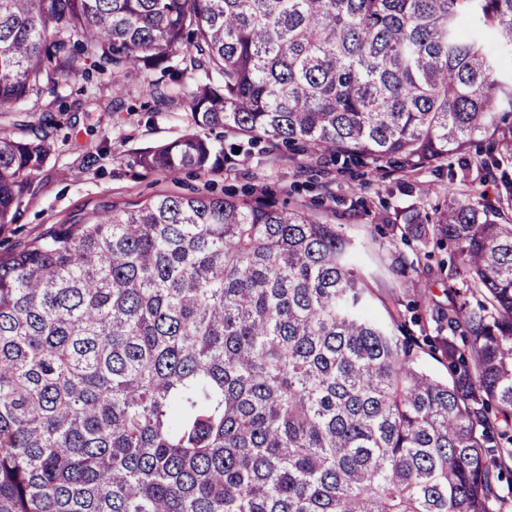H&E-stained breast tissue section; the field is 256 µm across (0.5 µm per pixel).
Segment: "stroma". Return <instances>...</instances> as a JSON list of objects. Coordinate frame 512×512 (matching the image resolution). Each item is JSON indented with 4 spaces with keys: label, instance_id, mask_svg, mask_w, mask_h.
<instances>
[{
    "label": "stroma",
    "instance_id": "obj_1",
    "mask_svg": "<svg viewBox=\"0 0 512 512\" xmlns=\"http://www.w3.org/2000/svg\"><path fill=\"white\" fill-rule=\"evenodd\" d=\"M151 78L169 92V102L147 94L142 80L92 67L54 92L0 112V134L18 139L35 138L42 119H53L47 132L49 154L34 175L40 190L25 200L16 223L0 227V251L36 239L52 226L86 222L115 205L135 208L160 195L188 197L205 190L237 196L248 192L281 205L304 206L322 221L342 225L376 294L374 313L409 322L413 335H438L431 314L448 304L454 247L406 239L404 218L415 213L434 217L446 207L452 190L462 196L477 189L495 200L494 180L477 168L472 156L455 154L447 165L421 171L394 164L377 174L266 141L250 157L204 177L191 170L173 177L149 172L139 165V155L192 127L183 103L203 75L188 70L172 78L156 71ZM451 169L456 179H449ZM397 260L406 266V276L393 272Z\"/></svg>",
    "mask_w": 512,
    "mask_h": 512
}]
</instances>
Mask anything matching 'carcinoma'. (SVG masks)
Returning <instances> with one entry per match:
<instances>
[{"label":"carcinoma","instance_id":"cac0c4a2","mask_svg":"<svg viewBox=\"0 0 512 512\" xmlns=\"http://www.w3.org/2000/svg\"><path fill=\"white\" fill-rule=\"evenodd\" d=\"M186 39L194 129L144 169L207 175L263 138L425 169L482 137L499 206L474 190L406 224L484 301L448 286L445 382L303 207L160 195L60 224L0 256V512H490L512 461V0H0V112L86 61L169 71ZM47 153L0 135V227Z\"/></svg>","mask_w":512,"mask_h":512}]
</instances>
